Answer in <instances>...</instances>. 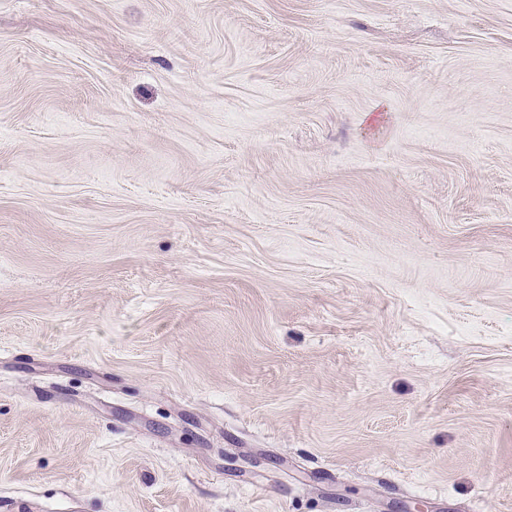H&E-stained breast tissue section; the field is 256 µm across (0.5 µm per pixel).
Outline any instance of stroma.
Returning <instances> with one entry per match:
<instances>
[{"mask_svg": "<svg viewBox=\"0 0 512 512\" xmlns=\"http://www.w3.org/2000/svg\"><path fill=\"white\" fill-rule=\"evenodd\" d=\"M512 512V0H0V512Z\"/></svg>", "mask_w": 512, "mask_h": 512, "instance_id": "obj_1", "label": "stroma"}]
</instances>
